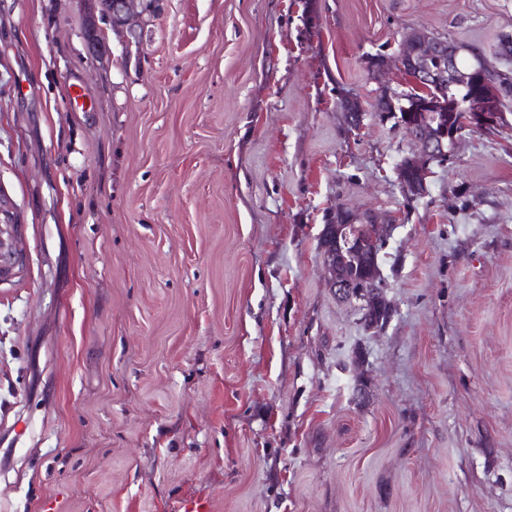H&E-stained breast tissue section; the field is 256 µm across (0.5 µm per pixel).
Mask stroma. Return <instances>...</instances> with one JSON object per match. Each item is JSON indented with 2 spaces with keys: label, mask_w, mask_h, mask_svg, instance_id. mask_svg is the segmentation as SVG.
<instances>
[{
  "label": "stroma",
  "mask_w": 512,
  "mask_h": 512,
  "mask_svg": "<svg viewBox=\"0 0 512 512\" xmlns=\"http://www.w3.org/2000/svg\"><path fill=\"white\" fill-rule=\"evenodd\" d=\"M160 5L96 63L83 0H0V512H512V110L410 201L365 63L499 67L512 0ZM340 206L392 228L383 329L325 279Z\"/></svg>",
  "instance_id": "obj_1"
}]
</instances>
